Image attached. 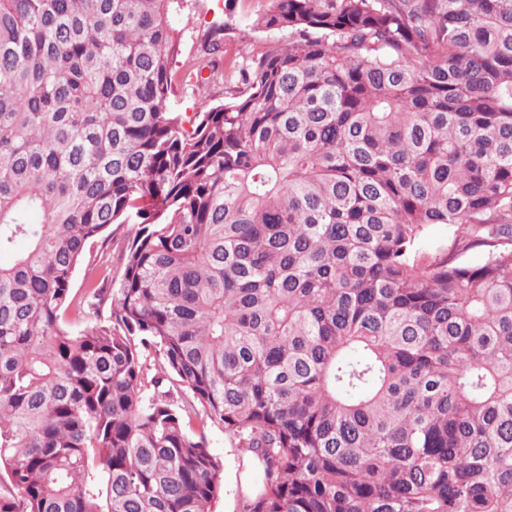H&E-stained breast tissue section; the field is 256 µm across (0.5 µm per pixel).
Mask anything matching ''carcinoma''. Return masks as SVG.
Listing matches in <instances>:
<instances>
[{
    "mask_svg": "<svg viewBox=\"0 0 512 512\" xmlns=\"http://www.w3.org/2000/svg\"><path fill=\"white\" fill-rule=\"evenodd\" d=\"M187 2L0 0V512H512V0ZM224 17V0H189L186 10L172 18L175 28L181 30V55L183 61L197 54L207 36L212 21ZM267 0H242L238 5V30L227 36L224 43L222 65L226 75H234L243 59L256 53L260 46L270 39H285V31L258 32L247 26L246 19L254 17L266 7ZM208 446L212 453L223 462V490L216 500L214 512H239L238 492L249 479L243 459L238 448H233L224 435V428L212 423L207 430Z\"/></svg>",
    "mask_w": 512,
    "mask_h": 512,
    "instance_id": "carcinoma-1",
    "label": "carcinoma"
}]
</instances>
